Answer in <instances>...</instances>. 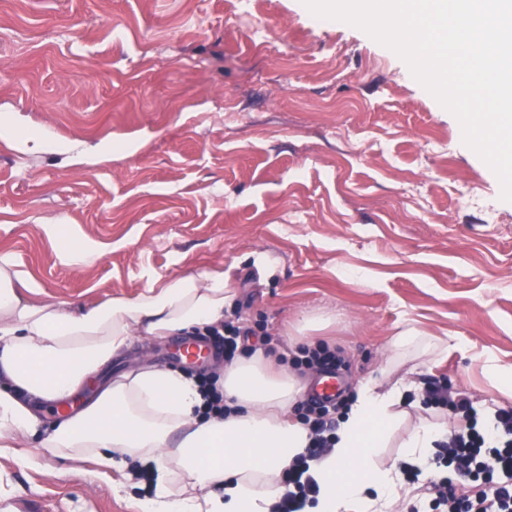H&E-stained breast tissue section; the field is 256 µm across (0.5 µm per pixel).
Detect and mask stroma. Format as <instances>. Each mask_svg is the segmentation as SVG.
<instances>
[{
	"label": "stroma",
	"mask_w": 512,
	"mask_h": 512,
	"mask_svg": "<svg viewBox=\"0 0 512 512\" xmlns=\"http://www.w3.org/2000/svg\"><path fill=\"white\" fill-rule=\"evenodd\" d=\"M0 122L47 135L0 136V254L32 302L220 270L243 346L335 316L318 339L348 389L414 327L449 344L417 385L512 409L487 372L512 367V203L360 29L302 0H0ZM49 224L97 258L69 266ZM96 469L20 442L0 458V512H138Z\"/></svg>",
	"instance_id": "obj_1"
}]
</instances>
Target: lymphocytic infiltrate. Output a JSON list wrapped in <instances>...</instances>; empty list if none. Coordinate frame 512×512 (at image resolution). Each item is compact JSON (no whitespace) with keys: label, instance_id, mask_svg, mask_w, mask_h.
<instances>
[{"label":"lymphocytic infiltrate","instance_id":"f902f5d3","mask_svg":"<svg viewBox=\"0 0 512 512\" xmlns=\"http://www.w3.org/2000/svg\"><path fill=\"white\" fill-rule=\"evenodd\" d=\"M426 394L431 406L449 410L466 422L449 437L446 455L439 461L450 475L431 485L437 506L442 512H512V410L496 411V433L491 436L480 426L478 412L470 400L452 398L446 382H428ZM345 405L340 396L320 407L308 406L304 421L313 441L306 455L297 458L288 469L284 478L286 490L273 512H302L314 500L318 487L304 476L307 460L330 447L335 415ZM471 482L480 483V491L473 496L462 494V487Z\"/></svg>","mask_w":512,"mask_h":512}]
</instances>
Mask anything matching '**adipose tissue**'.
<instances>
[{
    "mask_svg": "<svg viewBox=\"0 0 512 512\" xmlns=\"http://www.w3.org/2000/svg\"><path fill=\"white\" fill-rule=\"evenodd\" d=\"M8 255L0 256V456L33 440L52 453L93 459L100 476L149 469L141 512H272L284 492L283 471L309 445L294 408L309 379L279 367L256 346L223 368L217 387L229 407L206 415L195 378L175 367L142 362L110 381L102 371L140 336L166 339L222 325L233 302L223 272H188L71 312L26 300ZM385 367L412 355L437 359L447 342L412 327L389 341ZM414 381L357 376L355 398L336 428L333 446L310 459L319 486L306 512H392L402 486L381 460L394 429L409 416ZM67 407L51 421L44 405ZM452 433L447 423L419 420L404 444L406 461L427 479L441 473L432 450Z\"/></svg>",
    "mask_w": 512,
    "mask_h": 512,
    "instance_id": "adipose-tissue-1",
    "label": "adipose tissue"
}]
</instances>
